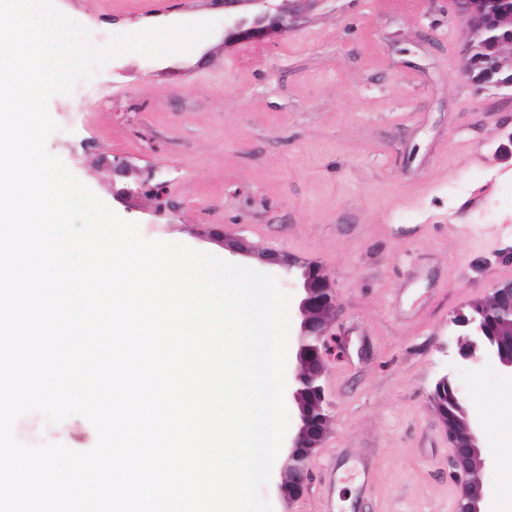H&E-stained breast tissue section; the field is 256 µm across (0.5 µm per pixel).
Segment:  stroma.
Returning a JSON list of instances; mask_svg holds the SVG:
<instances>
[{
  "label": "stroma",
  "instance_id": "stroma-1",
  "mask_svg": "<svg viewBox=\"0 0 512 512\" xmlns=\"http://www.w3.org/2000/svg\"><path fill=\"white\" fill-rule=\"evenodd\" d=\"M288 32L208 37L162 58L121 54L91 99L54 96L46 147L145 239L224 257L225 243L323 267L336 291L327 433L298 500L274 512H457L461 481L433 389L485 413L478 472L512 498V393L458 355L456 315L512 282V89L467 72L451 0H279ZM108 44L154 23L219 20L221 0H69ZM167 185L156 212L139 192ZM469 225L463 235L461 225ZM29 444L94 447L81 416L37 412Z\"/></svg>",
  "mask_w": 512,
  "mask_h": 512
}]
</instances>
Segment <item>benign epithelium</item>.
<instances>
[{
	"label": "benign epithelium",
	"mask_w": 512,
	"mask_h": 512,
	"mask_svg": "<svg viewBox=\"0 0 512 512\" xmlns=\"http://www.w3.org/2000/svg\"><path fill=\"white\" fill-rule=\"evenodd\" d=\"M455 8L467 15L473 35L481 30L488 32L485 41L487 55L480 78L484 79L500 69L501 49L494 31L507 29L512 32V0H453ZM253 5L256 11L244 13L241 7ZM289 18L280 10L277 0H224V38L264 39L285 32ZM263 264L276 267L298 283L297 316L299 321L296 340V358L303 361L305 355L311 359L295 373L288 389V398L298 409L297 431L288 437L284 473L288 483L279 487L282 494L293 493L305 478L306 456L322 441L325 431L323 403L325 393L321 384L323 352L326 345L327 328L335 311L336 298L327 276L317 266L296 269V264L281 259L274 253L261 257ZM490 300L499 307L503 322L512 330V283L492 289ZM459 354L468 359H494L512 371V355L505 356L487 346L476 334L462 337ZM448 438L453 448L456 468L463 476L462 491L458 501L459 512H482L483 491L481 483L470 478L479 463V437L475 422L469 414L458 427L448 428Z\"/></svg>",
	"instance_id": "7a95c632"
}]
</instances>
